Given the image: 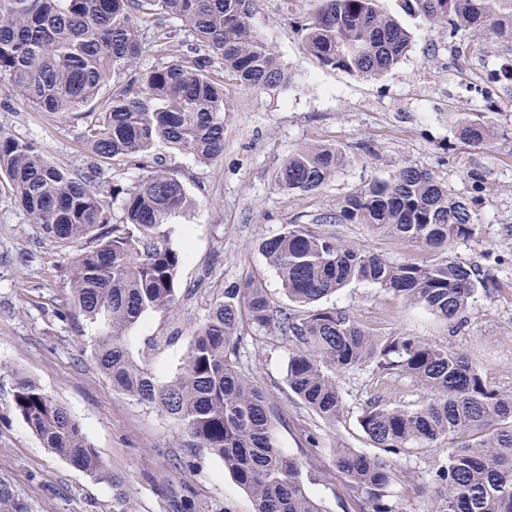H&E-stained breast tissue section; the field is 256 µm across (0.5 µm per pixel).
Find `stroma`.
Wrapping results in <instances>:
<instances>
[{
	"instance_id": "1",
	"label": "stroma",
	"mask_w": 512,
	"mask_h": 512,
	"mask_svg": "<svg viewBox=\"0 0 512 512\" xmlns=\"http://www.w3.org/2000/svg\"><path fill=\"white\" fill-rule=\"evenodd\" d=\"M319 0H259L257 33L271 43L292 84L255 90L225 80L229 110L224 154L205 165L170 154L167 164L195 200L172 226L184 257L176 316L148 313L128 333L134 358H148L157 378H173L214 288L251 276L281 298L276 271L258 244L287 224H315L339 213L345 200L376 180L412 166L430 172L454 196L472 201L479 230L448 247L449 257L491 268L497 286L476 296L467 321L455 327L401 296L367 283H351L324 299L353 314L373 335L402 332L462 349L485 376L512 389V87L494 75L512 59V42L449 40L400 0H379L382 11L412 33L406 56L382 77L363 78L322 66L305 49L300 21ZM488 112L496 135L473 149L461 143L462 112ZM83 118L63 119L23 103L0 81V131L36 142L56 164L83 167ZM313 144L335 146L343 157L333 178L310 193L277 189L275 174L289 155ZM480 173L481 186L471 176ZM317 224V223H316ZM320 226V225H319ZM321 232L358 242L391 260L421 257L413 243L343 221ZM68 253L45 242L35 224L0 194V480L26 512H112V491L42 448L13 408L10 369L32 375L82 425L101 459L122 477L138 512H175L186 498L190 512H251V501L203 448L187 447L178 426L161 410L114 392L91 358L94 329L66 318ZM242 364L268 395L280 447L316 469L312 492L327 512H360L335 465V452L372 451L358 417L376 377L365 367L343 373V410L334 425L300 404L285 382L288 348L268 332L245 334ZM448 441L394 457L402 480L395 486L400 512H428V474Z\"/></svg>"
}]
</instances>
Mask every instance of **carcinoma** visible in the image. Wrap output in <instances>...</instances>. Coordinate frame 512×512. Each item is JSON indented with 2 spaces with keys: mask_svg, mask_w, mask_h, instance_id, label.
<instances>
[{
  "mask_svg": "<svg viewBox=\"0 0 512 512\" xmlns=\"http://www.w3.org/2000/svg\"><path fill=\"white\" fill-rule=\"evenodd\" d=\"M405 10L454 40H512V0H402ZM257 0H0V79L40 111L96 120L84 132L85 167L71 170L48 159L34 142L0 134V183L43 238L73 248L68 268L73 314L97 326L93 356L112 390L164 411L188 438L224 462L249 496L252 512H327L309 491L314 471L280 448L267 396L240 362L244 324L264 328L288 344L286 383L306 408L330 425L343 400L336 376L370 366L380 385L359 424L379 450L336 449V469L362 512H399L390 495L397 471L390 456L409 445L455 446L429 474L430 512H512V391L489 383L462 350L421 336H374L349 312L321 301L352 282L402 296L456 322L489 272L444 256L448 245L476 235L467 200L448 192L429 172L403 167L349 196L343 219L409 240L432 253L426 260L390 261L361 246L287 224L259 244L276 271L287 302L272 301L255 281L219 288L195 327L177 374L159 381L145 360L132 357L128 331L148 312L177 306L181 252L171 242L172 219L195 206L176 171L157 150L210 164L224 153V77L270 90L292 76L252 18ZM153 30L159 62L136 67L145 52L142 29ZM306 50L334 69L376 79L409 51L411 32L380 11L378 0H320L300 24ZM191 35L185 43L182 34ZM186 45L177 55L174 44ZM223 65L224 74L214 71ZM126 82L102 95L110 79ZM458 139L473 148L488 142L492 125L463 113ZM141 160L135 183L109 181L106 171ZM341 153L318 144L290 156L275 183L284 192H313L336 172ZM120 200L123 221L112 222L104 197ZM292 304L307 307L303 313ZM15 410L42 447L112 487V512H137L121 477L110 471L69 409L31 375L11 370ZM406 377L423 391L412 408L387 404L388 381Z\"/></svg>",
  "mask_w": 512,
  "mask_h": 512,
  "instance_id": "1",
  "label": "carcinoma"
}]
</instances>
